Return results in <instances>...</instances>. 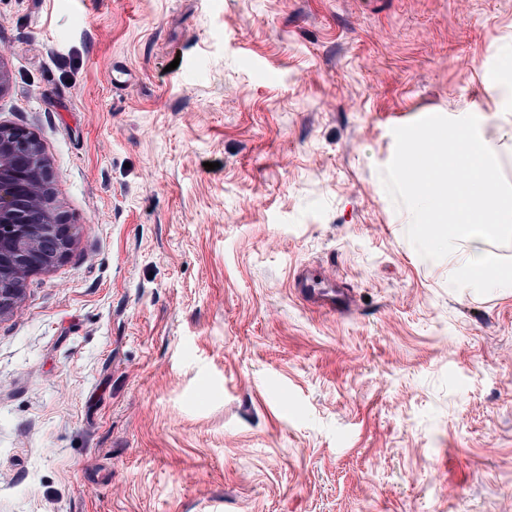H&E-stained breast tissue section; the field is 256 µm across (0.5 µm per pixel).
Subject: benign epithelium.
Returning <instances> with one entry per match:
<instances>
[{"instance_id": "1", "label": "benign epithelium", "mask_w": 512, "mask_h": 512, "mask_svg": "<svg viewBox=\"0 0 512 512\" xmlns=\"http://www.w3.org/2000/svg\"><path fill=\"white\" fill-rule=\"evenodd\" d=\"M54 179L34 133L0 122V319L18 307L27 278L54 267L75 242Z\"/></svg>"}]
</instances>
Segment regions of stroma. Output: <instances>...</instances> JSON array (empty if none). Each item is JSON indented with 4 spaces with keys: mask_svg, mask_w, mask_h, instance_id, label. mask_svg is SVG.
Returning a JSON list of instances; mask_svg holds the SVG:
<instances>
[{
    "mask_svg": "<svg viewBox=\"0 0 512 512\" xmlns=\"http://www.w3.org/2000/svg\"><path fill=\"white\" fill-rule=\"evenodd\" d=\"M511 62L512 0H0L76 226L0 319V512H512V288L380 176ZM294 281L299 295L324 311L340 312L348 305V296L344 291H327L319 288L321 276L316 272L304 270Z\"/></svg>",
    "mask_w": 512,
    "mask_h": 512,
    "instance_id": "obj_1",
    "label": "stroma"
}]
</instances>
